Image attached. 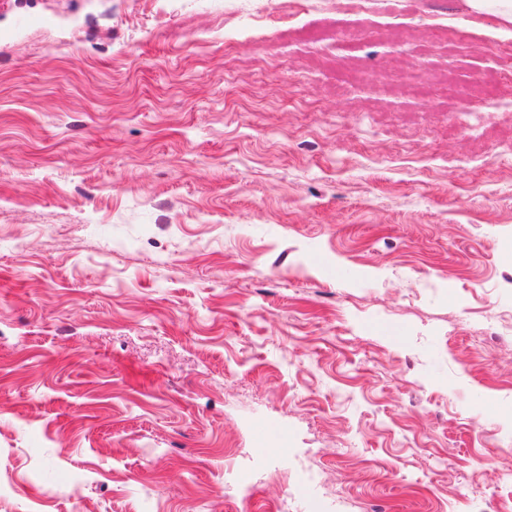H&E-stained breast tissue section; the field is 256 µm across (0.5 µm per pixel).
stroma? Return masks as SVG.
<instances>
[{
  "label": "stroma",
  "instance_id": "35a3bbf8",
  "mask_svg": "<svg viewBox=\"0 0 512 512\" xmlns=\"http://www.w3.org/2000/svg\"><path fill=\"white\" fill-rule=\"evenodd\" d=\"M511 50L469 0H0V512H512Z\"/></svg>",
  "mask_w": 512,
  "mask_h": 512
}]
</instances>
